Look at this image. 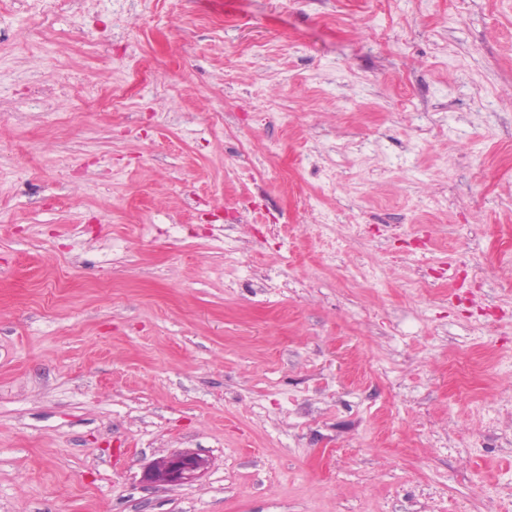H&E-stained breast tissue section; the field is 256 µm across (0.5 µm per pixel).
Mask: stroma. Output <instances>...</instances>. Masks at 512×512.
Instances as JSON below:
<instances>
[{
	"instance_id": "35a3bbf8",
	"label": "stroma",
	"mask_w": 512,
	"mask_h": 512,
	"mask_svg": "<svg viewBox=\"0 0 512 512\" xmlns=\"http://www.w3.org/2000/svg\"><path fill=\"white\" fill-rule=\"evenodd\" d=\"M0 512H512V0H0ZM207 464V460L195 452L175 450L148 466L142 478L150 485H182L197 478Z\"/></svg>"
}]
</instances>
